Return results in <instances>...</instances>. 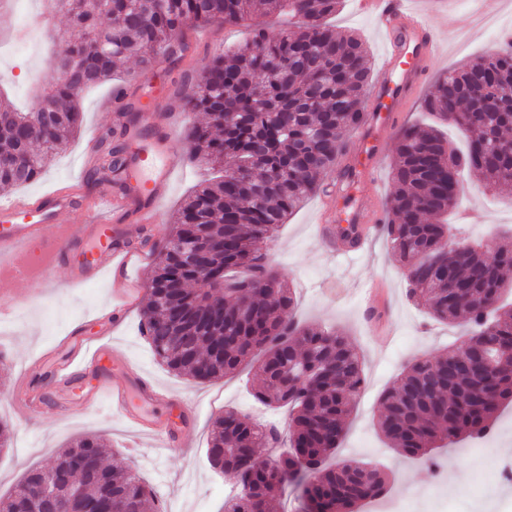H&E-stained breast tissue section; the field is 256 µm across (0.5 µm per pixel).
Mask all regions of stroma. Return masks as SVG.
Instances as JSON below:
<instances>
[{
    "label": "stroma",
    "instance_id": "obj_1",
    "mask_svg": "<svg viewBox=\"0 0 512 512\" xmlns=\"http://www.w3.org/2000/svg\"><path fill=\"white\" fill-rule=\"evenodd\" d=\"M446 2L447 14L434 19L443 38L431 62L429 74L433 77L499 45L492 32L466 33L465 21L471 14L466 0ZM332 24L337 32L359 34L368 46L371 63H378L383 51L380 34L375 21L359 10L357 0H343ZM69 25L66 17L45 13L36 53L27 56L13 40L19 26L15 9L0 11V42L10 55L0 63V93L18 108L28 107L32 90L43 85L42 74L48 71L51 56L63 48L56 34ZM252 32L248 21L187 27L180 38L188 50L180 61L169 60L146 71L132 61L121 66L114 83L84 93L81 131L36 182L24 186V193H38L54 183L78 179L81 194H89L84 184L87 171L82 167L86 130L94 125L104 133L118 128L120 116L105 106L106 97L118 85L123 89L124 111L139 113L150 108L169 112L177 129L172 147L179 157L178 170L157 228L158 238H165L172 214L204 176L199 166L189 162V145L183 137L186 126L201 121L202 116L184 111L180 98L193 73L213 57L245 43ZM319 202V197H310L289 216L271 242L268 256L295 291L298 318L341 328L363 361L367 383L336 457L378 461L390 468L394 482L387 497L368 504L366 512H391V501L403 496L408 497L411 512H482L488 503L497 512H512V483L502 481L498 468L480 462L487 455L504 457L506 449H512L511 410L499 416L486 439L437 449L428 463L387 448L376 423L382 393L395 385L409 360L434 356L448 345L460 343L462 331L429 319L408 300L404 270L384 238H377L362 256L352 260L332 257L314 234ZM460 210L467 218L459 229L468 240L485 243L502 237L512 229V186L496 187L478 174L466 173ZM1 293L12 295L15 307L0 312V420L14 432L12 447L0 455V495L9 493L29 469L50 467L61 449L92 434L104 443L107 462L138 473L163 503L175 504L179 512H224L230 479L216 474L209 465L210 430L226 408L248 413L254 403L252 374L243 371L199 382L168 372L156 361L140 332V317L134 314L123 330L110 336V344L128 358L131 370L152 376L161 387L195 406L198 424L189 447L159 448L149 442L135 446L127 425L106 405L93 412H74L65 420L45 410L21 419L13 412L11 395L25 363L70 327H81L84 336H97L98 328L90 318L106 303L108 290L100 282L49 294L38 281L19 283L0 275Z\"/></svg>",
    "mask_w": 512,
    "mask_h": 512
}]
</instances>
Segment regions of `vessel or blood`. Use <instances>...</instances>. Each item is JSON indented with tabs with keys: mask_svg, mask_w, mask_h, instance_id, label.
I'll return each mask as SVG.
<instances>
[{
	"mask_svg": "<svg viewBox=\"0 0 512 512\" xmlns=\"http://www.w3.org/2000/svg\"><path fill=\"white\" fill-rule=\"evenodd\" d=\"M415 2L359 0L360 9L378 22L385 51L366 106V121L355 133L358 148L346 154L341 185L333 191L346 201L348 212L338 214L335 205L322 200L317 225L318 236L330 253L344 259L361 254L370 241L364 225L380 224L384 218L381 199H364L354 191L377 179L395 124L419 96L428 65L437 55L441 34ZM140 127L151 134L152 141L128 153L125 190L101 192L88 199L86 223H69L77 193L66 185L0 204V264L9 266L13 279L23 281L27 278L26 253L41 251L49 258L41 280L50 291L59 286L55 271L61 266L68 268V283L73 287L108 279L111 300L97 318L102 326H120L142 301L145 289L140 274L155 259L153 230L178 166L170 150L168 115L143 112ZM340 224L357 225L354 243H344L336 230ZM67 344L65 360L53 365L57 381L53 394L33 384L43 370L41 362L24 370V387L14 402L19 416L40 406L64 417L72 410H92L106 403L153 444L163 448L186 445L196 423L191 407L150 377L130 372L127 359L110 348L82 347L75 336Z\"/></svg>",
	"mask_w": 512,
	"mask_h": 512,
	"instance_id": "vessel-or-blood-1",
	"label": "vessel or blood"
}]
</instances>
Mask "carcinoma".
<instances>
[{
  "instance_id": "1",
  "label": "carcinoma",
  "mask_w": 512,
  "mask_h": 512,
  "mask_svg": "<svg viewBox=\"0 0 512 512\" xmlns=\"http://www.w3.org/2000/svg\"><path fill=\"white\" fill-rule=\"evenodd\" d=\"M49 2L71 21L54 68L72 69L84 91L112 79L130 58L147 69L159 51L182 57L188 46L174 36L188 25L239 24L281 10L297 20L276 34L254 29L249 41L202 67L185 94L186 110L209 118L188 127L185 140L215 175L178 209L157 250L141 326L168 371L210 381L250 363L260 380L252 396L288 412L290 451L282 455L270 452L282 441L275 424L233 409L229 420L214 422L208 462L239 486L224 512H270L292 482L301 487L302 512H362L386 494L388 475L368 462L328 463L365 386L361 358L344 332L296 319L294 296L261 249L292 211L324 190L321 175L339 164L345 137L366 118L361 98L374 75L364 42L331 25L341 0ZM37 100L49 112L0 102V187L34 182L80 128V94L70 86L49 80ZM422 107L458 128L466 145L456 150L433 125L398 134L383 231L405 270L408 298L437 320L464 321L469 344L412 359L381 396L377 426L399 455L428 459L434 448L484 438L512 406V307L500 304L512 283V244L491 252L455 248L456 233L443 221L462 195L453 175L474 169L493 184L512 183V41L440 74ZM125 154L106 140L88 184L119 181ZM254 158L247 177L225 180L226 161ZM191 239L209 245L202 266L183 254ZM234 269L242 275L214 296L209 284ZM199 282L207 287L192 288ZM104 456L97 437L81 438L56 464L82 496L40 507L50 473L34 469L0 496V512H148L152 488Z\"/></svg>"
}]
</instances>
